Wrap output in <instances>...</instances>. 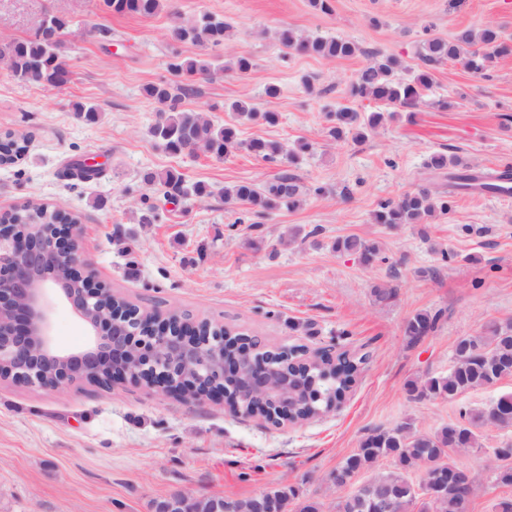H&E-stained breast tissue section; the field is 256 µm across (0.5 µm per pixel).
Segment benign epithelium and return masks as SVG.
<instances>
[{
	"instance_id": "obj_1",
	"label": "benign epithelium",
	"mask_w": 512,
	"mask_h": 512,
	"mask_svg": "<svg viewBox=\"0 0 512 512\" xmlns=\"http://www.w3.org/2000/svg\"><path fill=\"white\" fill-rule=\"evenodd\" d=\"M78 261L76 224L53 234L43 224H0V380L55 390L75 382H131L162 397L197 401L208 377L205 399L226 403L229 380L256 416L268 402L288 416L307 394V380L288 373V347L240 340L227 357L228 337H216L217 349L208 345L198 322L175 310L154 308L146 324L123 317L106 304L112 292L82 276ZM56 300L90 329L85 349L65 352L53 345ZM201 503L182 492L157 500L153 512H201Z\"/></svg>"
}]
</instances>
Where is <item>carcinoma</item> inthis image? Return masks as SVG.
I'll use <instances>...</instances> for the list:
<instances>
[{
	"instance_id": "cac0c4a2",
	"label": "carcinoma",
	"mask_w": 512,
	"mask_h": 512,
	"mask_svg": "<svg viewBox=\"0 0 512 512\" xmlns=\"http://www.w3.org/2000/svg\"><path fill=\"white\" fill-rule=\"evenodd\" d=\"M103 10L122 15L150 17L164 7V0H98ZM74 25L68 15L49 13L43 18L39 30L31 37L12 38L0 43V63L17 80L43 86L66 85L71 79L68 60L62 53L63 36ZM230 25L224 19L204 13L196 18L179 21L171 36L174 41L199 46L218 47L226 41ZM280 44L289 51L324 59H345L353 56L357 47L342 38H303L294 30L283 28L278 32ZM512 53V45L501 37L499 30L486 25L479 32L464 30L451 40L430 37L422 42L418 58L423 68L410 77L398 75V61L392 57L374 58L360 69L349 85L347 103L329 114L333 125L330 136L341 139L351 132L363 137V130L379 126L380 112L362 113L358 102L368 99L387 105L409 108L414 106L433 84L434 71L448 61H460L474 74L482 75L502 56ZM168 70L170 81L151 83L144 88L145 95L158 105L159 120L152 136L174 155H193L203 150L222 159L238 151L275 160L292 156L285 146L261 138L242 139L236 125L217 124L203 111L186 110L182 99L192 91L186 80L194 77L211 78L224 71V63L172 55ZM230 109L246 119L262 118L274 124V112H257L252 103L235 101ZM27 150L26 141L10 132L0 134V164L10 166L21 159ZM427 168L445 173L454 171V188L466 192L473 173L457 156L443 153L433 155ZM146 184H158L167 193L178 196L210 195L207 186L189 183L176 168L147 170L142 174ZM303 201V191L297 179L283 173L274 181L263 185L243 182L224 188V203L248 205L264 214L285 207L293 209ZM448 212V201L423 187L403 194L398 200L379 206L373 213L376 224H422L436 212ZM7 222L49 224L57 229L60 224L74 222L72 215L60 208L45 205L25 207L0 215ZM334 248L353 253L370 266L380 255L377 243L356 236L336 240ZM442 318V311L420 310L407 321L405 334L417 341L433 333ZM511 322L489 323L479 336H466L454 346V361L448 375L428 376L409 381L408 392L415 399L441 398L454 400L481 388L491 387L512 377V336L507 329ZM292 351L311 366L317 400L301 403L292 424L296 425L318 417L339 404L340 397L355 384L363 360L347 351L336 353L332 363L307 353L306 346L294 344ZM457 422L442 427L435 433L417 430L410 422L390 429H376L364 437L356 452L344 458L333 475L336 490H342L360 472L368 478L353 492L336 498V512H469L473 498L479 490L477 480L450 460L449 453L466 454L482 447L481 430L492 426L501 430L512 429V392H504L483 408L462 406ZM495 458L501 465L494 470L495 481L512 485V441H505L495 449ZM390 462L384 466L383 462ZM458 471L461 479L450 493L425 495L423 484L436 473ZM270 497L287 504L298 498L295 487H280L262 491L250 498L231 503V512H256L257 501Z\"/></svg>"
}]
</instances>
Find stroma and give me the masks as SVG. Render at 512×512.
<instances>
[{
	"label": "stroma",
	"mask_w": 512,
	"mask_h": 512,
	"mask_svg": "<svg viewBox=\"0 0 512 512\" xmlns=\"http://www.w3.org/2000/svg\"><path fill=\"white\" fill-rule=\"evenodd\" d=\"M321 13L309 0H166L156 15L102 11L97 0H0V39L35 34L49 12L70 15L62 37L72 71L60 88L23 83L0 67V133L27 142L22 160L0 166V211L27 202L59 205L79 217L82 271L133 304L177 310L248 333L265 344H304L362 356L356 383L338 410L281 428L208 401L184 402L130 383H75L61 391L0 381V512H151L154 501L184 491L240 499L270 487L294 486L335 512L332 475L375 429L413 422L433 432L455 420L460 404H488L512 390V378L461 400L411 399L406 384L447 373L456 341L492 321L512 319V197L450 194L448 176L426 163L436 153L460 156L473 170L512 168V56L487 76L462 63L434 72L414 108L371 100L360 111L384 113L364 138L336 139L327 115L343 103L351 80L371 56L417 67L426 37L451 38L491 24L512 39V10L503 0H331ZM208 12L231 26L218 48L171 41L175 17ZM304 37L354 42L346 59L285 53L281 28ZM193 57L251 58L245 74L195 80L184 108L216 123L236 122L241 138L305 142L294 162H269L239 152L174 156L150 136L157 106L146 85L169 79L172 51ZM279 88L268 97V85ZM449 102L439 109L437 100ZM250 101L277 113V124L236 120L229 105ZM98 110L75 117L73 105ZM98 162L92 182L74 176L72 161ZM180 170L211 194L166 197L146 185L148 169ZM305 186L294 209L247 213L224 201L240 181L264 184L281 173ZM449 194L448 213L425 224L390 227L373 221L380 203L419 187ZM156 206L151 224L139 217ZM379 244L373 265L336 251V239ZM279 243L277 255L268 246ZM392 290L378 301L375 288ZM422 309L444 316L418 342L405 334ZM86 325L65 304L54 314L53 338L78 350ZM512 439L494 427L482 448L457 456L480 491L470 512H492L512 499L496 483L493 450Z\"/></svg>",
	"instance_id": "stroma-1"
}]
</instances>
